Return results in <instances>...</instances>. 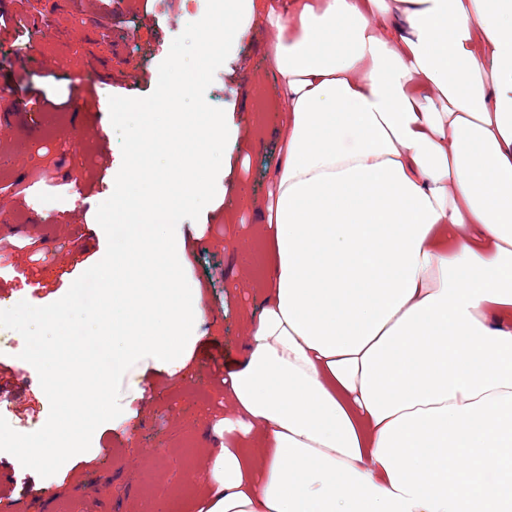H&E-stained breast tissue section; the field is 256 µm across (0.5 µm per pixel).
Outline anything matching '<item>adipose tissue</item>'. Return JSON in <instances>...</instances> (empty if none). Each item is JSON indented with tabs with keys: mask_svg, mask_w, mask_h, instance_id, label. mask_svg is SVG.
<instances>
[{
	"mask_svg": "<svg viewBox=\"0 0 512 512\" xmlns=\"http://www.w3.org/2000/svg\"><path fill=\"white\" fill-rule=\"evenodd\" d=\"M295 19L271 273L206 512H512V0Z\"/></svg>",
	"mask_w": 512,
	"mask_h": 512,
	"instance_id": "adipose-tissue-1",
	"label": "adipose tissue"
}]
</instances>
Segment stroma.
Here are the masks:
<instances>
[{"mask_svg": "<svg viewBox=\"0 0 512 512\" xmlns=\"http://www.w3.org/2000/svg\"><path fill=\"white\" fill-rule=\"evenodd\" d=\"M35 16L62 17L69 29L24 28L0 34V73L23 93L32 126L0 127V309L20 301L45 306L105 255L107 239L96 211L114 190L122 164L109 99L151 94L173 39L206 11L184 0H27ZM275 31L258 15L235 40L206 91L225 112L229 138L214 199L198 220L176 227L180 263L205 317L185 368L170 375L146 357L123 376L121 414L100 425L91 447L43 478L0 456V512H204L211 456L224 441V377L246 354L242 312H259L255 288L263 271L238 265L236 254L257 248L265 204L282 161L281 78L270 61ZM99 64L96 104L86 129L70 125L77 91L73 73ZM81 186L83 194L73 193ZM20 334L0 342V416L21 433L41 428L50 403L35 368L20 359Z\"/></svg>", "mask_w": 512, "mask_h": 512, "instance_id": "1", "label": "stroma"}]
</instances>
